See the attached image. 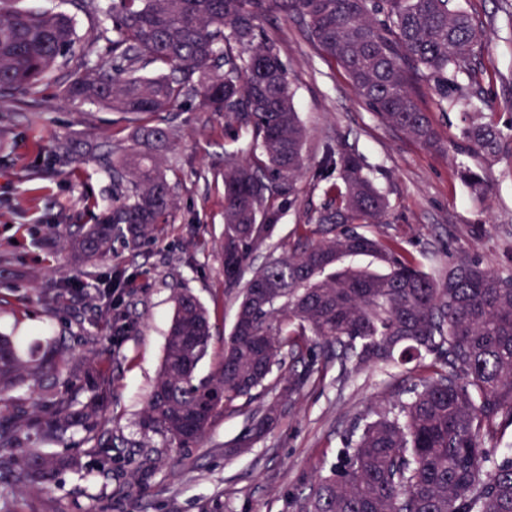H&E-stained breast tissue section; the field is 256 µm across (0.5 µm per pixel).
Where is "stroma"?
Wrapping results in <instances>:
<instances>
[{
	"mask_svg": "<svg viewBox=\"0 0 512 512\" xmlns=\"http://www.w3.org/2000/svg\"><path fill=\"white\" fill-rule=\"evenodd\" d=\"M466 8L487 33L476 49V80L507 136L512 134V28L499 0H467ZM264 24L279 38L288 63L294 102L308 130L309 164L320 160L325 141H342L364 156L370 177L387 194L390 211L369 233L397 240L435 277L444 273L449 255L459 253L478 255L496 269L512 267V158L486 161L457 153L461 112L438 111L424 88L418 103L442 147H422L367 108L342 67L316 52L297 19L273 11ZM62 81L58 75L42 86L38 100L0 105V334L15 342L24 359L38 344L54 347L72 368L101 355L112 369V427L141 444L139 470L126 465L124 448L114 449L108 477L84 454L79 469L61 471L48 487L0 483V512H297L298 500L336 461L353 427L404 399L406 387L425 376L426 368H374L344 380L339 364L329 363L246 453L231 452L228 444L247 425V407L218 418L192 448L177 451L163 447L160 437L144 438L138 420L162 363L175 292L190 291L209 312L211 346L197 377L213 372L235 321L238 301L224 292L220 250L224 116L193 105L168 114L180 135L166 155L179 178L176 213L155 241L136 247L115 243L110 261L86 267L63 248L59 229L91 223L87 197L111 204L112 182L93 155L65 157L55 146L99 144L124 154L133 142L114 113L91 103L62 102ZM464 165L484 175V195L474 194L461 179ZM301 188L299 208L284 215L255 264L292 241L299 220L319 207L320 191L306 182ZM118 266L137 275L128 328L119 342L99 341L100 293ZM63 290L69 293L67 304L53 306Z\"/></svg>",
	"mask_w": 512,
	"mask_h": 512,
	"instance_id": "1",
	"label": "stroma"
}]
</instances>
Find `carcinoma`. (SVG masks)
<instances>
[{
    "label": "carcinoma",
    "mask_w": 512,
    "mask_h": 512,
    "mask_svg": "<svg viewBox=\"0 0 512 512\" xmlns=\"http://www.w3.org/2000/svg\"><path fill=\"white\" fill-rule=\"evenodd\" d=\"M100 18V31L75 51L74 20L50 8L0 0V99L27 97L65 69L62 96L94 102L127 123L139 149L119 159L100 155L116 203L95 223L64 226V246L85 263L112 255L114 242L151 241L177 210V184L161 155L177 137L164 114L195 104L224 113V134L251 135L250 156L224 150V292L238 299L224 352L207 378L195 369L207 354L210 319L190 293L175 294L163 361L139 422L142 434L168 448H191L212 422L258 403L232 443L251 448L280 420L330 357L353 370L423 363L408 397L351 434L336 465L301 503V512H512V454L488 448L512 426V269L495 270L470 255H452L437 280L399 244L359 228L379 224L389 201L365 173L363 157L326 142L311 171L323 202L298 225L296 241L245 280L255 253L297 205L306 168L307 131L293 103L279 39L262 24L270 11L298 18L315 49L344 69L359 98L384 123L428 149L441 143L411 89L425 82L436 109L469 116L458 147L485 158L512 156L500 129L483 120L484 101L472 59L483 31L462 0H77ZM460 178L481 195L484 177ZM374 256L386 272L343 266ZM135 280L117 271L111 291L129 296ZM123 303L107 307L102 333L118 331ZM65 369L48 351L22 360L0 335V452L14 481L44 485L79 460L29 445L83 433L86 453L112 470V449L127 448L108 426L109 373L89 362ZM79 381L85 402L69 393ZM29 385V406L9 392ZM276 391L273 400L266 397Z\"/></svg>",
    "instance_id": "cac0c4a2"
}]
</instances>
